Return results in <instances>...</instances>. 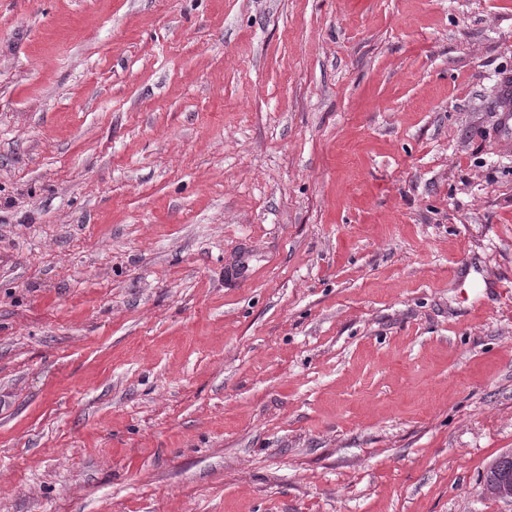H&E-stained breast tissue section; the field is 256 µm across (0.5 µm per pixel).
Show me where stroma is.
Returning a JSON list of instances; mask_svg holds the SVG:
<instances>
[{
	"label": "stroma",
	"instance_id": "obj_1",
	"mask_svg": "<svg viewBox=\"0 0 512 512\" xmlns=\"http://www.w3.org/2000/svg\"><path fill=\"white\" fill-rule=\"evenodd\" d=\"M512 0H0V512H512Z\"/></svg>",
	"mask_w": 512,
	"mask_h": 512
}]
</instances>
